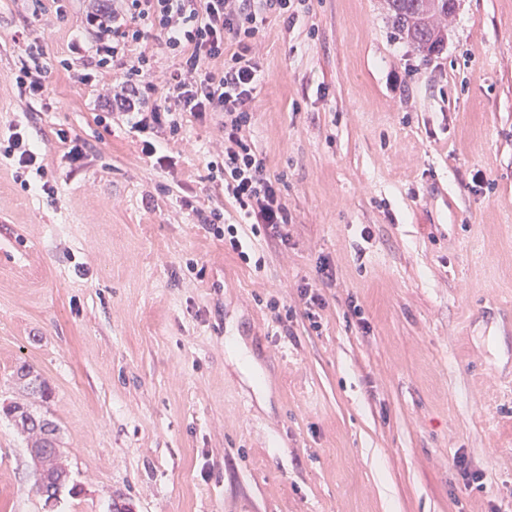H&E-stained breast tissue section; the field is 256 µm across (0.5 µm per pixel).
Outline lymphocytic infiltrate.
<instances>
[{"mask_svg":"<svg viewBox=\"0 0 512 512\" xmlns=\"http://www.w3.org/2000/svg\"><path fill=\"white\" fill-rule=\"evenodd\" d=\"M305 0H115L85 16L96 31L93 50L74 45L83 58V79L92 72H112V94L106 107L127 117L137 131L173 137L185 117L218 118L224 131V151L207 164L212 180L221 181L253 235L275 246H288L292 216L280 195L279 178L268 174L246 130L264 72L255 40L269 15L294 23ZM155 36L173 57L165 73L163 104L146 107L156 86L154 57L130 55V46ZM223 60L222 70L211 69Z\"/></svg>","mask_w":512,"mask_h":512,"instance_id":"f902f5d3","label":"lymphocytic infiltrate"}]
</instances>
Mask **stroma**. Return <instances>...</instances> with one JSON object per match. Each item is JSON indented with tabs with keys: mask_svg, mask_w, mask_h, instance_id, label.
I'll use <instances>...</instances> for the list:
<instances>
[{
	"mask_svg": "<svg viewBox=\"0 0 512 512\" xmlns=\"http://www.w3.org/2000/svg\"><path fill=\"white\" fill-rule=\"evenodd\" d=\"M92 4L0 0V138L47 149L27 189L0 160V512H512V0L434 14L445 41L429 56L386 0H307L294 25L267 20L247 135L282 179L285 250L251 237L211 180L215 122L162 142V169L106 114L111 71L77 80ZM32 44L51 68L34 99L13 81ZM188 199L222 207L263 265L225 249ZM323 258L337 281L314 328L297 288ZM273 301L291 307L287 328ZM22 367L49 400L23 391ZM15 402L58 426L71 488L57 503ZM460 454L478 485L464 487Z\"/></svg>",
	"mask_w": 512,
	"mask_h": 512,
	"instance_id": "obj_1",
	"label": "stroma"
}]
</instances>
